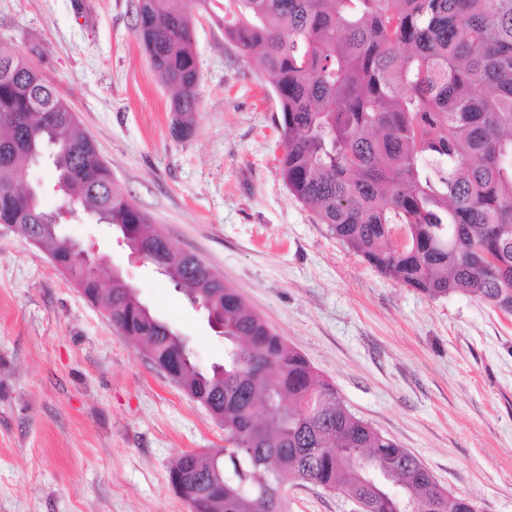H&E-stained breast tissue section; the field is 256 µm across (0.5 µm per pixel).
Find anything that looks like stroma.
Returning <instances> with one entry per match:
<instances>
[{
    "mask_svg": "<svg viewBox=\"0 0 512 512\" xmlns=\"http://www.w3.org/2000/svg\"><path fill=\"white\" fill-rule=\"evenodd\" d=\"M137 0H0V46L55 86L112 177L178 248L199 256L351 414L414 454L478 512H512V319L464 295L430 299L350 251L279 173L269 73L195 20L193 132L135 34ZM186 337L204 368L224 339L107 224L63 223ZM226 444L224 425L116 330L45 249L0 225V512H190L168 471ZM286 512H354L285 483Z\"/></svg>",
    "mask_w": 512,
    "mask_h": 512,
    "instance_id": "obj_1",
    "label": "stroma"
}]
</instances>
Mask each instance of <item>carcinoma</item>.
Here are the masks:
<instances>
[{
    "instance_id": "cac0c4a2",
    "label": "carcinoma",
    "mask_w": 512,
    "mask_h": 512,
    "mask_svg": "<svg viewBox=\"0 0 512 512\" xmlns=\"http://www.w3.org/2000/svg\"><path fill=\"white\" fill-rule=\"evenodd\" d=\"M211 0H138L136 36L174 90L171 132L198 105L194 12ZM224 39L274 77L289 192L386 278L430 299L461 294L512 312V0H224ZM64 204L131 226V247L222 324L224 363L199 367L184 337L120 281L75 263L121 335L224 421L223 455L169 469L194 512H284L287 478L360 512H475L444 498L417 457L355 418L336 387L195 254L178 252L114 183L43 73L0 52V224L28 225L53 254V213L18 183L48 146Z\"/></svg>"
}]
</instances>
